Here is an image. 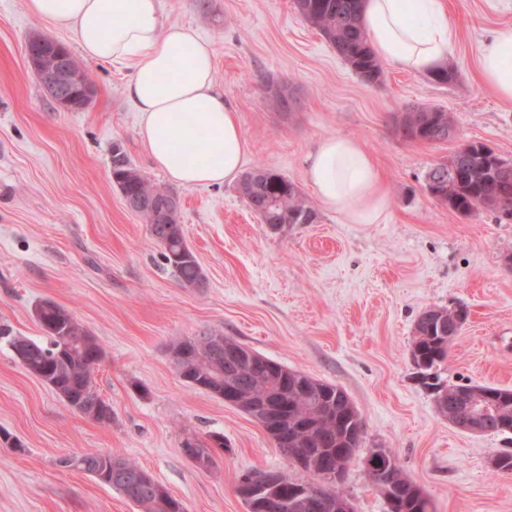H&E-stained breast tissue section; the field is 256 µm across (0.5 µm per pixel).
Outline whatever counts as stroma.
Listing matches in <instances>:
<instances>
[{
	"mask_svg": "<svg viewBox=\"0 0 512 512\" xmlns=\"http://www.w3.org/2000/svg\"><path fill=\"white\" fill-rule=\"evenodd\" d=\"M447 2L461 32L447 61L456 78L439 86L387 65L378 84L364 83L292 0H163L165 21L213 47L215 83L249 144L245 169L279 172L318 214L274 229L236 185L182 187L154 168L124 95L127 66L80 59L96 96L60 109L28 69L26 43L43 33L72 50L73 34L31 17L27 0H0V328L39 341L35 307L67 309L104 350L94 387L112 407L105 423L76 413L0 338V512H142L58 464L96 450L136 460L188 512H246L237 484L250 470L308 480L245 412L179 377L173 346L205 333L348 393L363 424L341 484L355 512L388 509L364 468L371 448L397 453L434 512H512V473L490 464L512 439L461 431L434 404L437 384L512 389V219L464 216L424 190L430 167L463 141L512 162V103L482 85L476 63L479 40L512 24V11ZM421 104L452 115L454 139L405 137L398 117ZM329 135L355 137L375 157L391 195L387 223L344 224L320 206L304 157ZM117 145L179 197L204 288L180 286L126 208L112 183ZM459 305L469 320L427 384L411 355L415 322ZM215 433L224 451L196 468L183 441Z\"/></svg>",
	"mask_w": 512,
	"mask_h": 512,
	"instance_id": "obj_1",
	"label": "stroma"
}]
</instances>
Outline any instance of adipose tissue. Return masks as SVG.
<instances>
[{"label": "adipose tissue", "mask_w": 512, "mask_h": 512, "mask_svg": "<svg viewBox=\"0 0 512 512\" xmlns=\"http://www.w3.org/2000/svg\"><path fill=\"white\" fill-rule=\"evenodd\" d=\"M30 15L73 33L88 60L133 66L126 96L141 115L154 166L183 186L221 185L241 172L247 141L233 104L217 89L211 44L168 23L162 0H28ZM361 22L376 58L416 75L444 64L458 31L443 0H362ZM485 87L512 101V26L477 51ZM319 202L346 224H383L391 197L375 158L352 137L319 139L305 157Z\"/></svg>", "instance_id": "1"}]
</instances>
